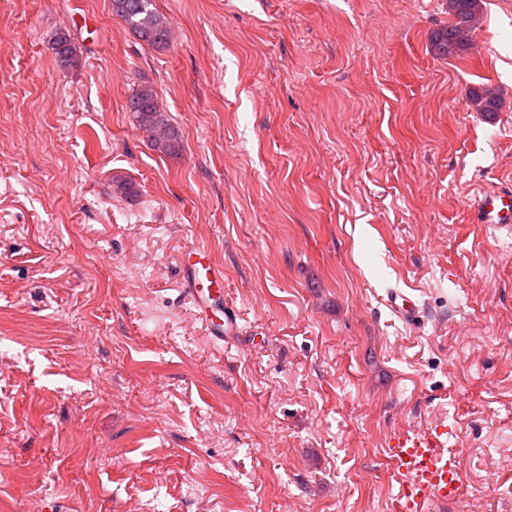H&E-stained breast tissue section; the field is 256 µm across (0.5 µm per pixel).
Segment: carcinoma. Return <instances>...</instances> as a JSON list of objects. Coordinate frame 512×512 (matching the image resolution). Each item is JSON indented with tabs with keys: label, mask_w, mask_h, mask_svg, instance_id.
Returning a JSON list of instances; mask_svg holds the SVG:
<instances>
[{
	"label": "carcinoma",
	"mask_w": 512,
	"mask_h": 512,
	"mask_svg": "<svg viewBox=\"0 0 512 512\" xmlns=\"http://www.w3.org/2000/svg\"><path fill=\"white\" fill-rule=\"evenodd\" d=\"M111 8L112 15L141 41L159 49L170 45L171 30L167 19L157 10L155 0H111ZM480 9V0H448L451 22L432 36L431 47L435 55L459 56L471 48V34L479 23ZM52 50L61 67L77 65V48L68 31L60 30L55 34ZM467 99L472 111L486 116L493 115L500 105L497 91L488 86L470 89ZM126 111L134 125L146 134L152 147L172 158L179 156V132L161 110L151 87L143 85L132 92Z\"/></svg>",
	"instance_id": "obj_1"
}]
</instances>
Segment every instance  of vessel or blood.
I'll list each match as a JSON object with an SVG mask.
<instances>
[{
    "mask_svg": "<svg viewBox=\"0 0 512 512\" xmlns=\"http://www.w3.org/2000/svg\"><path fill=\"white\" fill-rule=\"evenodd\" d=\"M474 221L494 229L512 232V184L483 190L472 203ZM186 291L199 317L206 322L209 337L220 341L236 335L239 322L234 312L226 310L224 268L212 261L202 249L187 250L182 258ZM393 466L406 484L400 512H420L430 498L453 499L459 493L461 469L458 458L446 448L441 433L403 435L392 448Z\"/></svg>",
    "mask_w": 512,
    "mask_h": 512,
    "instance_id": "1",
    "label": "vessel or blood"
}]
</instances>
